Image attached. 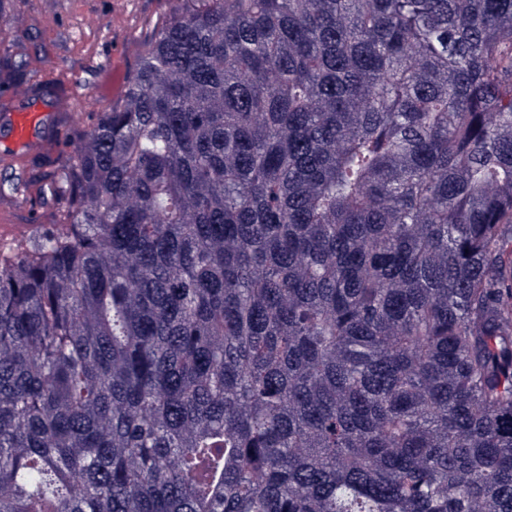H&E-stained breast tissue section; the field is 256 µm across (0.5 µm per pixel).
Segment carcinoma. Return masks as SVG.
<instances>
[{
	"label": "carcinoma",
	"mask_w": 512,
	"mask_h": 512,
	"mask_svg": "<svg viewBox=\"0 0 512 512\" xmlns=\"http://www.w3.org/2000/svg\"><path fill=\"white\" fill-rule=\"evenodd\" d=\"M184 2L12 188L0 512H512V0ZM40 219V211L30 200L4 198L0 206V233L5 237L26 234Z\"/></svg>",
	"instance_id": "obj_1"
}]
</instances>
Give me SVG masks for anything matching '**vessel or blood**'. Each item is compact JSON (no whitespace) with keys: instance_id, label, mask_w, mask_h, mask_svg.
I'll return each mask as SVG.
<instances>
[{"instance_id":"obj_1","label":"vessel or blood","mask_w":512,"mask_h":512,"mask_svg":"<svg viewBox=\"0 0 512 512\" xmlns=\"http://www.w3.org/2000/svg\"><path fill=\"white\" fill-rule=\"evenodd\" d=\"M26 27L23 13H13L0 20V45L10 46L19 40ZM36 93L31 86L9 87L0 90V126L7 128L12 141L11 147L0 151V161L4 164L28 169L34 159L46 153L45 139L31 135L32 125L41 114L32 109L31 103ZM40 219V211L28 200L7 198L0 201V234L13 236L29 232Z\"/></svg>"}]
</instances>
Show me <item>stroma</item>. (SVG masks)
I'll return each mask as SVG.
<instances>
[{
  "instance_id": "stroma-1",
  "label": "stroma",
  "mask_w": 512,
  "mask_h": 512,
  "mask_svg": "<svg viewBox=\"0 0 512 512\" xmlns=\"http://www.w3.org/2000/svg\"><path fill=\"white\" fill-rule=\"evenodd\" d=\"M114 0H15L28 16L22 40L13 46L23 70L38 69L46 81L62 80L80 86L84 94L69 102V126L86 128L95 113L120 102L113 89V71L129 72L154 33L183 0H127L125 9ZM121 35V55L112 53L113 35Z\"/></svg>"
}]
</instances>
